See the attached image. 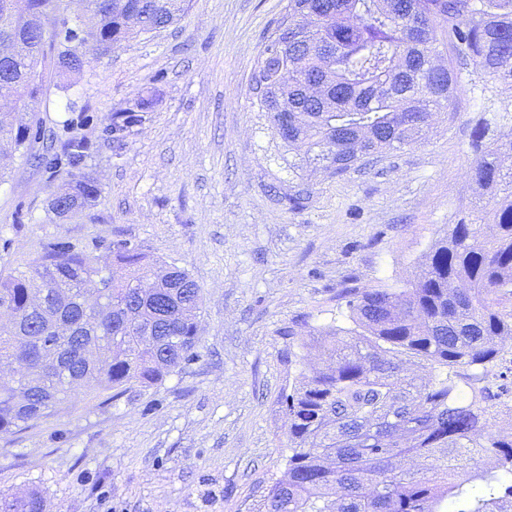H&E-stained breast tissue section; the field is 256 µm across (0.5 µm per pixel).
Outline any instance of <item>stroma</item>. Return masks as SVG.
<instances>
[{
    "label": "stroma",
    "mask_w": 512,
    "mask_h": 512,
    "mask_svg": "<svg viewBox=\"0 0 512 512\" xmlns=\"http://www.w3.org/2000/svg\"><path fill=\"white\" fill-rule=\"evenodd\" d=\"M283 5L191 0L177 24L114 44L68 79L48 59L35 99L0 105L19 124L71 125L103 188L93 210L56 223L58 181L33 159L41 145L5 158L0 266L34 261L53 238L90 252L121 236L187 269L203 296L199 357L182 372L115 398L88 385L0 437V500L37 489L45 512H256L288 456L279 398L300 366L286 357V328L302 317L347 325L340 284L403 285L477 205L471 130L482 118L512 129V88L485 99L468 69L419 143L317 174L302 211L269 195L305 173L251 105L263 34ZM141 97L144 122L115 147L104 118Z\"/></svg>",
    "instance_id": "stroma-1"
}]
</instances>
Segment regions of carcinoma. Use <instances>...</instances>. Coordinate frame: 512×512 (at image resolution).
<instances>
[{
    "mask_svg": "<svg viewBox=\"0 0 512 512\" xmlns=\"http://www.w3.org/2000/svg\"><path fill=\"white\" fill-rule=\"evenodd\" d=\"M96 19L92 52L166 28L189 0H72ZM51 0H0V39L25 49L0 60V98L34 99V76L46 59ZM452 37L447 69L430 61ZM252 74L254 105L281 146L314 164L279 196L291 211L313 197L312 177L341 176L369 155L418 141L435 114L448 111L458 70L488 77L482 90L512 87V0H286L263 37ZM57 60L81 70L86 58ZM334 81L309 97V78ZM139 111L112 113L103 132L123 144L142 122ZM476 125L473 178L480 208L448 225L407 288L343 285L352 326L297 320L284 332L300 347L318 346L330 359L302 371L282 394L288 459L262 495L257 512H512V432L496 430L494 407L512 395L502 365L512 355V133L490 136ZM37 122L15 127L0 113V143L20 148L45 140ZM88 143L70 135L42 155L64 174L48 212L67 220L94 208L102 187L85 171ZM492 239L479 242L481 225ZM100 257L58 240L46 243L26 270L0 272V370L24 366L14 385L0 384V436L15 434L95 382L121 393L153 386L197 356L201 289L176 266L154 280L155 260L127 238L100 241ZM124 270L117 277L114 268ZM439 373L406 374L407 358ZM477 368L471 375L466 369ZM422 460L417 469L400 458ZM494 466L483 470L478 462ZM0 512H45L38 491L0 505Z\"/></svg>",
    "mask_w": 512,
    "mask_h": 512,
    "instance_id": "cac0c4a2",
    "label": "carcinoma"
}]
</instances>
